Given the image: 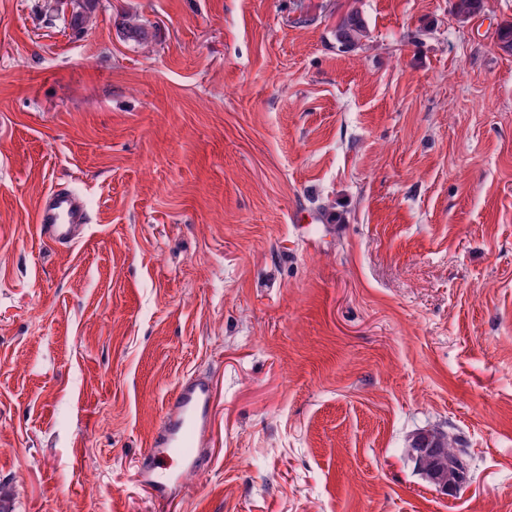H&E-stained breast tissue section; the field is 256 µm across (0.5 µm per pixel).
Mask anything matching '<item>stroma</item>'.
<instances>
[{
  "label": "stroma",
  "mask_w": 512,
  "mask_h": 512,
  "mask_svg": "<svg viewBox=\"0 0 512 512\" xmlns=\"http://www.w3.org/2000/svg\"><path fill=\"white\" fill-rule=\"evenodd\" d=\"M453 3L98 0L79 32L70 0H0L19 512H512V0ZM58 186L91 208L68 248L33 224ZM193 373L210 461L160 502L137 459ZM422 428L472 451L457 495ZM364 19L360 12L351 10L336 25V41L344 50H354L366 38ZM439 448H433L430 440L420 433H416L412 440L408 454L418 465L421 474L427 482L437 488L442 494L447 495L450 485L448 473L443 470L429 469L423 466L426 458L437 456L441 448H445V458L453 465L452 477L456 482L463 481L464 485L470 480L473 468V457L464 445L463 440L455 433L448 431V435L436 436Z\"/></svg>",
  "instance_id": "obj_1"
}]
</instances>
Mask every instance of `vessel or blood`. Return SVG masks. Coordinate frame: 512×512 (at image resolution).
Returning a JSON list of instances; mask_svg holds the SVG:
<instances>
[{
	"instance_id": "vessel-or-blood-1",
	"label": "vessel or blood",
	"mask_w": 512,
	"mask_h": 512,
	"mask_svg": "<svg viewBox=\"0 0 512 512\" xmlns=\"http://www.w3.org/2000/svg\"><path fill=\"white\" fill-rule=\"evenodd\" d=\"M88 223L84 197L73 189L47 190L35 215V227L51 246H71L81 240ZM212 382L199 374L183 378L140 454L137 479L157 499L165 500L183 489L190 476L208 463L206 448L212 429Z\"/></svg>"
}]
</instances>
